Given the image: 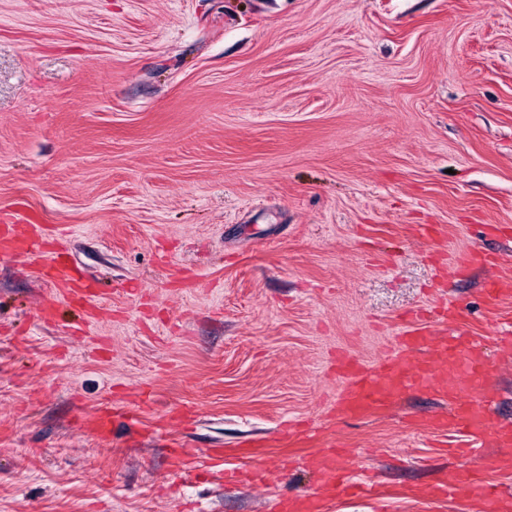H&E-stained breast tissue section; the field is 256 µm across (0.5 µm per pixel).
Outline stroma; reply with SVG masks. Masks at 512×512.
Returning a JSON list of instances; mask_svg holds the SVG:
<instances>
[{
  "label": "stroma",
  "instance_id": "obj_1",
  "mask_svg": "<svg viewBox=\"0 0 512 512\" xmlns=\"http://www.w3.org/2000/svg\"><path fill=\"white\" fill-rule=\"evenodd\" d=\"M20 208L102 293L82 331L0 257V512H272L320 489L332 444L378 495L324 512H473L433 493L461 465L448 397L341 420L335 363L374 364L415 313L441 332L452 296L512 426V293H486L512 278V0H0V213ZM466 251L493 263L450 278ZM178 445L224 463L187 476ZM252 448L264 480L229 483ZM506 457L469 469L512 488Z\"/></svg>",
  "mask_w": 512,
  "mask_h": 512
}]
</instances>
